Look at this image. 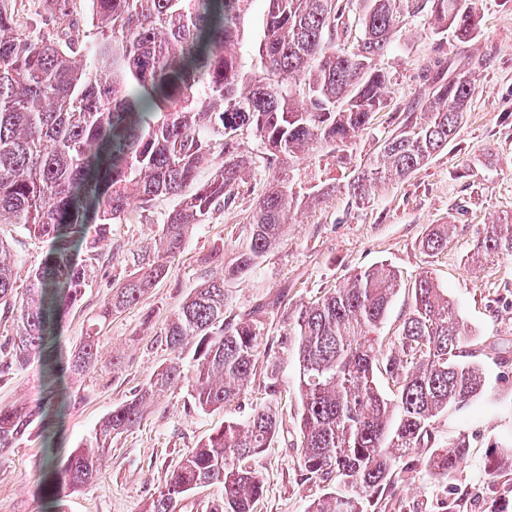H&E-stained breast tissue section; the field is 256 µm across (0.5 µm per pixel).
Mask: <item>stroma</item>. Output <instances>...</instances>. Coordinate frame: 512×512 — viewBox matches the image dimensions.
I'll use <instances>...</instances> for the list:
<instances>
[{"mask_svg": "<svg viewBox=\"0 0 512 512\" xmlns=\"http://www.w3.org/2000/svg\"><path fill=\"white\" fill-rule=\"evenodd\" d=\"M482 17L477 40L460 45L437 39L422 18H409L402 35L380 60L390 76L383 108L369 129L359 133L353 154L340 164L329 156H310L324 179L346 182L360 162L376 155L397 128L399 113L433 80L452 71L473 69L475 92L448 147L401 180L378 183L363 200L335 191L316 205L302 206L288 220L280 245L260 266L231 286L230 315L261 308L263 343L274 346L283 326V307H295L338 288L357 272L385 264L400 288L378 331L389 343L405 317L411 288L429 273L457 306L468 336L465 350L478 362L486 388L462 407L440 417L437 444L466 437L469 446L460 468L447 479L426 465V449L406 460L402 481L385 491L382 512H512V469L495 464L493 441L512 437V257L472 265L483 228L512 217V0H478ZM241 148L253 158L234 206L215 208L189 231L184 249L168 275L139 303L113 314L104 326L97 317L114 289L135 270L134 258L153 246L165 216L178 203L163 196L113 225L101 244L92 283L66 316L61 348L70 351L98 332L94 368L67 383L68 406L55 436V453L65 458L84 447L112 409L136 395L172 353L164 329L173 312L204 281L221 275L205 261L215 249L232 258L233 248L271 175L266 156L252 137ZM436 224L449 227L448 247L426 255L420 242ZM0 239L17 253V287L25 289L29 270L45 257L46 245L19 224H0ZM120 366H113V355ZM185 379L159 398L141 425L117 436L93 482L63 499L64 512H146L154 493L169 479L184 454L230 420H242L260 405L277 412L278 432L258 458L264 491L255 512H307L323 488L303 481L297 443L299 364L293 352L278 351L279 391L265 388L257 371L235 402L201 409L191 397L193 350L182 353ZM43 392L39 359L0 372V407L36 404ZM46 452L41 426L14 448L0 452V512H44L39 493Z\"/></svg>", "mask_w": 512, "mask_h": 512, "instance_id": "1", "label": "stroma"}]
</instances>
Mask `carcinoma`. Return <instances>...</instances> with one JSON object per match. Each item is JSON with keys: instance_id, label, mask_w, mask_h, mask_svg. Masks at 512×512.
I'll use <instances>...</instances> for the list:
<instances>
[{"instance_id": "1", "label": "carcinoma", "mask_w": 512, "mask_h": 512, "mask_svg": "<svg viewBox=\"0 0 512 512\" xmlns=\"http://www.w3.org/2000/svg\"><path fill=\"white\" fill-rule=\"evenodd\" d=\"M264 4L258 36L245 42V21ZM58 3L60 33L20 30L0 0V224H21L48 244L18 294L17 260L0 242V309L18 312L12 359L37 357L46 388L36 408L0 407V451L14 447L35 420L50 426L62 416V382L97 360V334L85 337L65 361L54 344L66 313L95 273L98 245L133 210L160 195L180 198L165 217L159 246L112 294L98 316L139 302L165 278L182 252L190 226L226 206L250 157L239 136L249 133L275 165L234 258L218 250L209 261L223 268L186 298L165 329L172 361L153 373L133 398L112 409L86 447L46 460L43 491L60 502L66 490L93 481L112 439L140 425L148 409L182 375L183 346L192 341L191 392L201 409L233 402L266 363V389L278 392L277 356L260 350L261 326L224 316L228 285L245 278L284 236L290 213L317 203L336 186L294 189L287 173L298 154L344 152L368 129L382 106L387 72L378 58L410 17L466 44L480 30L473 0H89L87 40L79 22ZM358 10L361 36L348 47L346 17ZM86 58L79 64L76 58ZM474 92L472 70L442 78L405 112L396 133L342 188L363 200L374 184L404 177L448 147ZM224 161L206 183L198 170ZM448 247V225L421 240L435 255ZM512 256V219L486 229L472 262ZM398 287L386 266L355 274L317 302L286 312L278 347L299 361V462L306 479L324 484L308 512H373L374 499L394 485L403 460L432 442L436 419L466 405L484 386L479 365L464 359L466 337L455 304L427 274L412 288L403 322L379 358L376 332ZM395 391L377 388L379 372ZM272 406L243 421H226L189 450L147 512H175L193 490L223 488L215 512H253L263 493L259 457L276 434ZM465 438L430 449L426 465L446 479L459 467ZM499 466L512 468V440L491 444Z\"/></svg>"}]
</instances>
